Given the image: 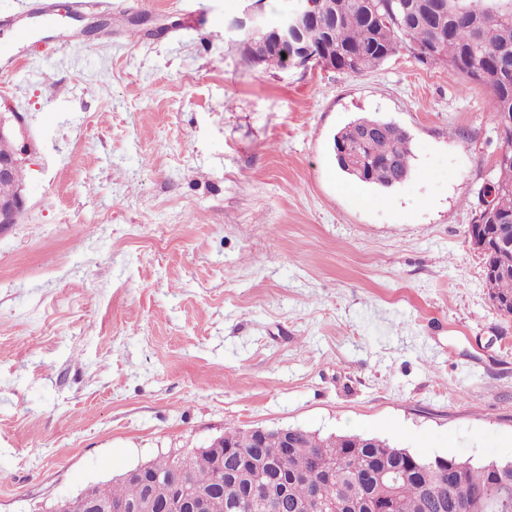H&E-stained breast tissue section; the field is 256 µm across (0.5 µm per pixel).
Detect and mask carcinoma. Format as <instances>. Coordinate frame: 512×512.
<instances>
[{"label": "carcinoma", "mask_w": 512, "mask_h": 512, "mask_svg": "<svg viewBox=\"0 0 512 512\" xmlns=\"http://www.w3.org/2000/svg\"><path fill=\"white\" fill-rule=\"evenodd\" d=\"M308 57L327 60L335 71L358 75L404 50L423 64H439L452 75L489 90L495 124L512 131V0H321L318 19L307 24ZM246 58L258 65L284 68L302 60L290 44L265 42L259 50L243 44ZM380 126L367 136L365 125ZM338 167L349 176L383 188L411 173L407 133L391 122L358 118L333 138ZM498 177L489 190L494 208L483 217L489 248L486 277L491 300L512 316V149L496 163ZM288 458L278 457L270 434L261 453L240 429L224 431L223 465L207 450L190 448L149 462L146 483L121 479L98 485L104 501L133 502L182 480L194 490L224 482L209 512H227L232 500L241 512H265L247 500L246 484L261 477L288 478L277 512H300L312 487L325 498L342 501L346 512H512V461L475 462L449 457L447 467L406 448L361 435L319 437L298 428Z\"/></svg>", "instance_id": "1"}]
</instances>
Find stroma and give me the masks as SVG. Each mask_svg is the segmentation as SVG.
I'll list each match as a JSON object with an SVG mask.
<instances>
[{"instance_id": "stroma-1", "label": "stroma", "mask_w": 512, "mask_h": 512, "mask_svg": "<svg viewBox=\"0 0 512 512\" xmlns=\"http://www.w3.org/2000/svg\"><path fill=\"white\" fill-rule=\"evenodd\" d=\"M245 7L112 0L81 47L38 19L15 46L0 96L34 148L0 235V512L228 428L512 460V316L467 236L503 147L486 89L404 51L251 64L224 29ZM360 116L412 151L365 202L332 149ZM28 193L26 185L17 188L12 197L0 198V235L14 224H19L26 210Z\"/></svg>"}]
</instances>
